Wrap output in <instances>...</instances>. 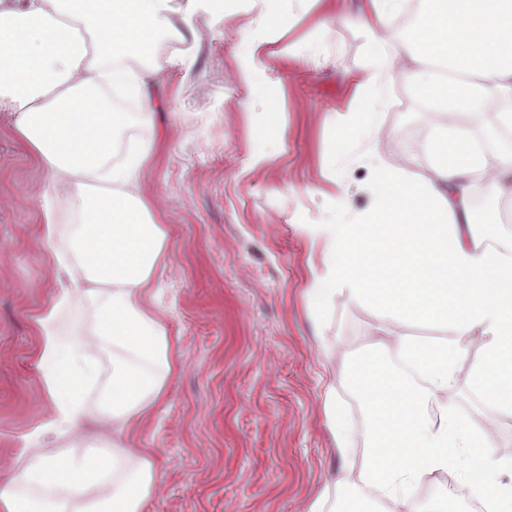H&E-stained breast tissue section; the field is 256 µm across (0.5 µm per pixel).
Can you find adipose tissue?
<instances>
[{
	"label": "adipose tissue",
	"mask_w": 512,
	"mask_h": 512,
	"mask_svg": "<svg viewBox=\"0 0 512 512\" xmlns=\"http://www.w3.org/2000/svg\"><path fill=\"white\" fill-rule=\"evenodd\" d=\"M417 26L397 30L392 20L406 0H364L356 20L369 36L373 71L357 81L361 103L348 121L377 129L387 82L406 77L414 93L461 117L488 87L512 98V0H426ZM181 40L172 0H0V108L51 187L71 206L72 223L54 211L39 221L51 250H64L75 280L91 283L89 330L59 331L64 300L39 319L45 388L54 402L53 423L78 436L86 386L100 384L97 416L112 429L98 452L23 451V464L0 475V512H142L153 489L149 454L128 447L133 423L148 419L164 399L179 364L175 340L148 301L163 255L166 231L132 191L149 150L113 164L115 142L131 123L100 98L104 88H124L151 106V71L141 57L159 38ZM430 60L448 70L440 78ZM429 176L379 171V191L357 224H313L322 271L308 293L320 300L336 283L349 282L352 302L373 308L386 336L349 365L353 393L364 407L358 479L380 501L403 509L426 479L454 465L449 448L479 462L468 478L494 504L512 512V488L489 490L512 459L487 443L486 425L459 418L449 402L454 357L472 333L482 356L469 375L488 419L512 415V255L484 245L473 222L471 189L512 196V153L496 167L471 131L424 139ZM439 328L440 341L397 331L400 323ZM112 351V375L99 379L96 354ZM398 349L426 378L420 388L392 370L381 352Z\"/></svg>",
	"instance_id": "ef3b65f1"
}]
</instances>
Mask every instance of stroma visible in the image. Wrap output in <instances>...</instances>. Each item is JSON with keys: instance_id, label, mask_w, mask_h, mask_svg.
<instances>
[{"instance_id": "1", "label": "stroma", "mask_w": 512, "mask_h": 512, "mask_svg": "<svg viewBox=\"0 0 512 512\" xmlns=\"http://www.w3.org/2000/svg\"><path fill=\"white\" fill-rule=\"evenodd\" d=\"M335 16L316 22L305 0H276L279 28L264 45L259 85L242 81L243 44L265 30L263 0L203 11L175 0L189 20L179 64L154 67L148 120L152 160L135 186L167 230L151 302L181 352L178 369L152 419L133 427L132 447L154 460V491L144 512H309L322 488L330 512L361 461L363 439L340 453L323 399L335 389L349 417L363 424L347 366L381 334L374 310L339 291L319 308L307 290L320 270L306 224L363 215L377 184L372 167L422 177L423 150L395 154L391 130L440 124L395 79L384 88L378 131L358 135L346 115L359 109L351 77L371 72L366 33L355 23L361 0H335ZM278 98L281 138L265 165L252 155L266 140L264 102ZM349 199L340 209L336 195ZM61 209L47 174L0 112V472L26 448L56 454L101 449L112 436L96 418L98 387L85 390L82 440L49 429L54 406L38 364L37 320L68 295L67 332L85 331L84 283L60 272L40 240L39 206ZM478 343L454 365L451 402L468 421L485 417L468 388ZM456 468L422 483L416 501L448 493L460 512L479 497L465 477L474 461L454 449Z\"/></svg>"}]
</instances>
